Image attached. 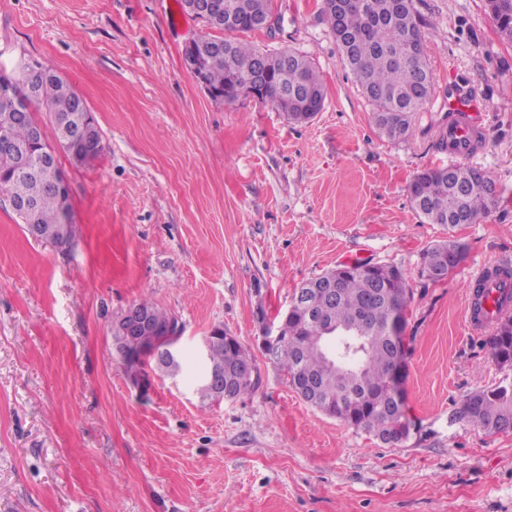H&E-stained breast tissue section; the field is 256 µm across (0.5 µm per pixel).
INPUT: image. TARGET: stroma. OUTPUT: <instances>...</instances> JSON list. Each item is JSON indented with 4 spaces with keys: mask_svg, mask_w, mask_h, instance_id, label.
Here are the masks:
<instances>
[{
    "mask_svg": "<svg viewBox=\"0 0 512 512\" xmlns=\"http://www.w3.org/2000/svg\"><path fill=\"white\" fill-rule=\"evenodd\" d=\"M434 79L409 136L381 137L339 58L322 0H272L252 45L311 59L321 112L212 99L183 47L201 24L180 0H0V68L53 67L86 100L103 149L60 156L75 238L33 239L0 193V512H512V432L449 424L467 394L512 381L469 332V284L512 262V41L485 0H413ZM487 105L468 163L496 207L447 231L421 222L408 185L435 166L449 90ZM454 237L464 263L421 279L422 251ZM399 267L412 291L404 395L417 428L381 442L304 403L263 355L264 324L338 263ZM147 298L178 317L179 375L141 395L112 323ZM221 328L254 356L255 389L201 401L202 339Z\"/></svg>",
    "mask_w": 512,
    "mask_h": 512,
    "instance_id": "35a3bbf8",
    "label": "stroma"
}]
</instances>
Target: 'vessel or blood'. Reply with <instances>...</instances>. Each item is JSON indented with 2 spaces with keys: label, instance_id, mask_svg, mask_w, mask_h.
I'll list each match as a JSON object with an SVG mask.
<instances>
[{
  "label": "vessel or blood",
  "instance_id": "obj_1",
  "mask_svg": "<svg viewBox=\"0 0 512 512\" xmlns=\"http://www.w3.org/2000/svg\"><path fill=\"white\" fill-rule=\"evenodd\" d=\"M447 121L440 133L448 139V157L467 158L482 150L487 136L484 105L478 97L465 90L449 92ZM493 263L484 264L477 272L485 297L482 311L467 310L466 320L471 331L482 332L493 328L501 318L512 315V294L500 291L493 275Z\"/></svg>",
  "mask_w": 512,
  "mask_h": 512
}]
</instances>
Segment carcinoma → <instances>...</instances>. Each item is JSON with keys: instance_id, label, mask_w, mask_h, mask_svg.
Listing matches in <instances>:
<instances>
[{"instance_id": "obj_1", "label": "carcinoma", "mask_w": 512, "mask_h": 512, "mask_svg": "<svg viewBox=\"0 0 512 512\" xmlns=\"http://www.w3.org/2000/svg\"><path fill=\"white\" fill-rule=\"evenodd\" d=\"M363 7L324 11L336 39L341 63L352 73L372 107L371 119L378 132L391 141L410 133L414 116L429 101L434 90L432 74L423 49L411 44L422 37V22L413 0H362ZM501 36L512 41V0H486ZM272 10V0H224V17L232 20L224 31L250 32L249 21ZM224 50L208 52L207 84L216 91L240 76L258 71L263 59L277 61L279 77L266 83L264 102L282 112L288 122L306 124L301 115L318 97L325 103L323 82L311 60L286 49L276 53L251 44L223 39ZM38 90L39 108L54 121L55 138L70 157L88 153L95 158L102 150L101 136L83 139L81 120L89 111L84 98L52 68ZM29 89L16 84L11 97L0 99V191L15 202L30 207L22 224L40 225L44 240L60 249L71 246L74 227L70 199L52 187V169L45 155L55 151L45 139H32L39 125L37 110L24 103ZM494 183L486 172L467 164L416 174L408 192L417 214L429 224L448 231L461 224H474L496 206ZM466 256L463 243L448 236L428 246L421 260L432 268L453 272ZM336 275L339 297L325 304L320 290ZM311 290L309 304L295 308L279 322L281 344L269 361L287 373L291 388L312 380L316 392L303 396L309 406L355 428L368 431L384 443H399L415 428L397 404L393 376L404 366L407 348L404 332L410 291L403 271L390 264L358 261L339 265L301 285ZM136 306L150 311L155 324L164 329L171 320L148 299ZM487 344L500 367H512V318L495 327ZM224 367L228 398L247 394L257 379L241 380L240 367H256L252 354L231 336L218 345L205 365L204 375ZM450 422L476 427L488 434L512 432V383L474 391L450 416Z\"/></svg>"}]
</instances>
